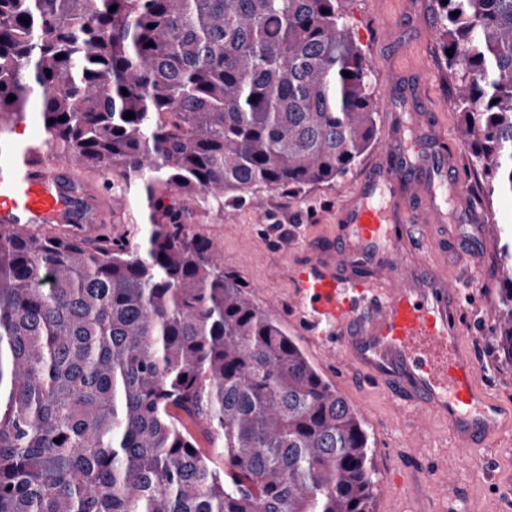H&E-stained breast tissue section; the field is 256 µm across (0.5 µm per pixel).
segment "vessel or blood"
Instances as JSON below:
<instances>
[{
	"label": "vessel or blood",
	"mask_w": 512,
	"mask_h": 512,
	"mask_svg": "<svg viewBox=\"0 0 512 512\" xmlns=\"http://www.w3.org/2000/svg\"><path fill=\"white\" fill-rule=\"evenodd\" d=\"M406 127L409 139L388 146L392 162L373 169L341 209L337 246L295 267V299L326 356L388 389L408 414L447 422L464 454L512 432V405L480 384L477 358L461 344L448 267L406 264L411 225L424 212L445 224L460 194L435 159L428 179L408 186L415 152L439 138L420 118ZM102 205L97 187L67 163H19L0 147V229L75 224L85 233Z\"/></svg>",
	"instance_id": "obj_1"
}]
</instances>
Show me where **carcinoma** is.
I'll return each instance as SVG.
<instances>
[{"label": "carcinoma", "mask_w": 512, "mask_h": 512, "mask_svg": "<svg viewBox=\"0 0 512 512\" xmlns=\"http://www.w3.org/2000/svg\"><path fill=\"white\" fill-rule=\"evenodd\" d=\"M436 2L461 137L512 196V0ZM376 106L340 0H0V117L32 110L151 209L144 234L0 232V512H371L357 411L169 192L222 211L334 183Z\"/></svg>", "instance_id": "cac0c4a2"}]
</instances>
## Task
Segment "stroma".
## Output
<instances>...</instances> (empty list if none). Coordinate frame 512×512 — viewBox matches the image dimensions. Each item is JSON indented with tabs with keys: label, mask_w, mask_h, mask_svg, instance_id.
<instances>
[{
	"label": "stroma",
	"mask_w": 512,
	"mask_h": 512,
	"mask_svg": "<svg viewBox=\"0 0 512 512\" xmlns=\"http://www.w3.org/2000/svg\"><path fill=\"white\" fill-rule=\"evenodd\" d=\"M341 8L383 101L376 110L369 152L336 183L304 194L263 192L221 212L194 207L192 227L213 240L225 269L249 285L259 306L297 337L316 368L359 411L374 448L378 476L373 512H512V434L471 450L469 463L453 461L448 424L426 414L408 422L385 389L357 377L345 379V366L322 356L300 327L292 267L331 247L338 235L336 207L347 202L367 171L388 163L385 147L398 131L395 114L416 108L442 136L450 171L463 184V207L482 212L486 229L476 239L467 224L449 231L435 224L415 225L408 261L424 262L421 238L441 242L434 259L448 264L456 275L465 322L462 341L477 355L479 380L512 404V364L500 359L490 333L501 286L495 274L504 245L512 244V198L487 197L486 177L474 169L460 135L461 122L453 107L455 87L438 44L435 2L342 0ZM148 221L147 204L134 191L125 203L109 201L94 231L119 233ZM400 472L412 475L411 488L394 482Z\"/></svg>",
	"instance_id": "1"
}]
</instances>
